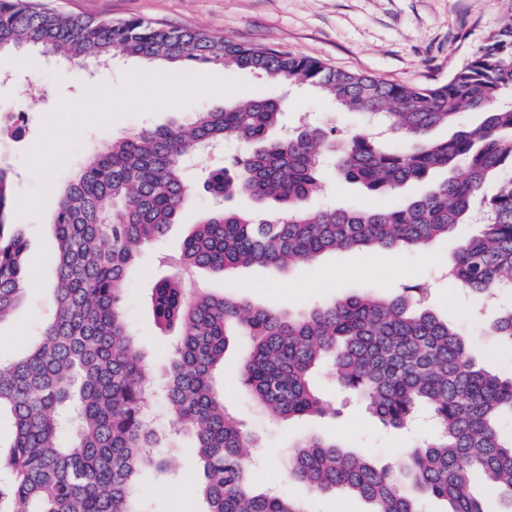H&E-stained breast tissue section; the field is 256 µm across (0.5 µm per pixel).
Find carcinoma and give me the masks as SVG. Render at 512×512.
<instances>
[{"label":"carcinoma","mask_w":512,"mask_h":512,"mask_svg":"<svg viewBox=\"0 0 512 512\" xmlns=\"http://www.w3.org/2000/svg\"><path fill=\"white\" fill-rule=\"evenodd\" d=\"M506 19L446 81L396 84L295 54L205 32L129 19L114 23L57 12L38 0H0V52L24 48L106 65L117 54L147 63L202 62L257 71L312 86L339 105L382 119L404 145L379 144L366 130L302 125L274 138L283 106L255 96L200 109L169 126L117 135L89 156L56 193L52 257L55 308L20 355L0 357V512H149L135 482L147 468H169L150 401L159 398L173 438L189 433L206 512H308L284 494L256 488L245 449L254 440L224 406L216 374L239 336L252 350L240 380L270 418L336 414L318 391L331 363L337 386L362 400L386 427L399 429L427 411L438 427L405 451L398 469L344 449L336 438L309 437L288 454L289 476L318 494L351 495L369 512H423L422 499L446 512H485L470 477L496 484L512 512V371L481 366L463 332L422 304L423 289L393 297L355 293L306 312L280 313L232 295L192 291L176 276L152 289L153 315L177 329L165 348L159 383L125 318L120 283L138 253L177 222L192 197L186 162L229 137L247 153L211 170L207 191L246 194L265 211L213 209L193 225L177 265L212 271L235 266L286 270L342 250L424 249L460 224L484 229L458 242L455 283L480 297L512 285V0ZM478 112L476 124H459ZM456 125L444 140L416 139ZM336 177L370 191H396L430 173L452 175L424 195L386 210L306 209L323 187L326 158ZM496 179V191L483 194ZM11 176L0 165V325L22 299L26 244L8 219ZM491 331L512 345V307Z\"/></svg>","instance_id":"obj_1"}]
</instances>
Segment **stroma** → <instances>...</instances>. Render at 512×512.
<instances>
[{
  "instance_id": "1",
  "label": "stroma",
  "mask_w": 512,
  "mask_h": 512,
  "mask_svg": "<svg viewBox=\"0 0 512 512\" xmlns=\"http://www.w3.org/2000/svg\"><path fill=\"white\" fill-rule=\"evenodd\" d=\"M64 13L120 21L141 18L173 27L230 36L250 44L271 46L322 61L340 70L369 74L397 84H433L447 80L498 29L504 18L503 0H43ZM207 86L192 84L186 63L144 64L116 56L107 70L93 75L91 67L33 51L0 54V113L22 116V133L0 139V164L13 174L10 220L27 242L28 263L38 264L39 286L24 289V299L11 319L0 325V351L21 352L51 310L56 269L50 258L53 236L50 196L43 187L52 179L64 187L84 161L112 136L144 126H165L201 108L219 109L253 96L287 102L286 126L307 120L351 133L365 128L361 115L343 109L307 86H285L248 69H209ZM108 85L111 102L87 93L93 82ZM429 183L388 195L371 194L358 185L329 178L325 193L314 197V210L328 207L381 210L410 199ZM219 200L196 190L178 223L145 248L122 283L125 315L139 346L156 374L165 360L159 350L172 333L154 322V284L174 275L173 263L193 224ZM480 225L458 226L455 235L433 241L423 250H346L328 252L315 263L280 272L254 265L222 273L205 269L191 276L194 287L214 294L239 296L250 303L284 311H306L332 298L371 292L390 297L403 288L427 289L426 305L439 317L465 331L475 355L495 370L512 369L502 356V343L489 325L493 311L479 298L465 294L443 279L460 237L479 233ZM318 388L333 398L332 418L309 417L271 422L256 409L242 387L224 397L227 410L239 418L259 446L251 455L256 485L287 493L305 502L309 512H366L364 502L344 496H318L289 478L285 461L293 445L310 436L339 439L349 451L377 465L398 466L411 435L385 428L355 397L336 386L330 366L317 374ZM137 491L150 512H204L196 490L184 489L177 476L147 469Z\"/></svg>"
}]
</instances>
